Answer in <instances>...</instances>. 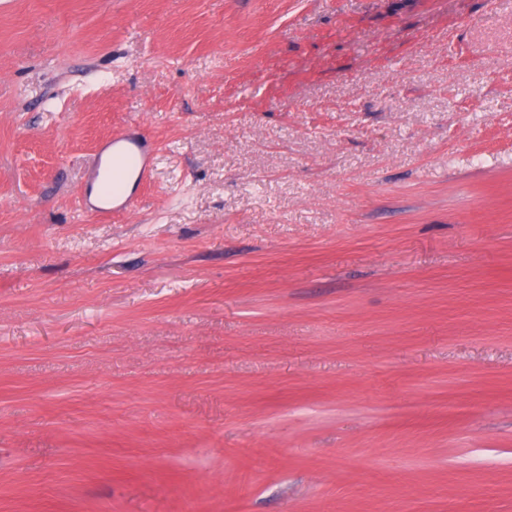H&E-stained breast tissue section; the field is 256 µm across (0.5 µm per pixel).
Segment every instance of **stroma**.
<instances>
[{"instance_id":"1","label":"stroma","mask_w":512,"mask_h":512,"mask_svg":"<svg viewBox=\"0 0 512 512\" xmlns=\"http://www.w3.org/2000/svg\"><path fill=\"white\" fill-rule=\"evenodd\" d=\"M0 512H512V0H0ZM120 142L125 143L121 145L122 152L118 155L111 154L108 160L110 178L101 187V194L105 197L113 196L114 190L125 183L134 172H137L136 181H138V185L147 182L151 173L149 163L143 156L140 145L136 141L129 139L116 140L113 142V145ZM136 157L140 159V164L138 167H133V160Z\"/></svg>"}]
</instances>
